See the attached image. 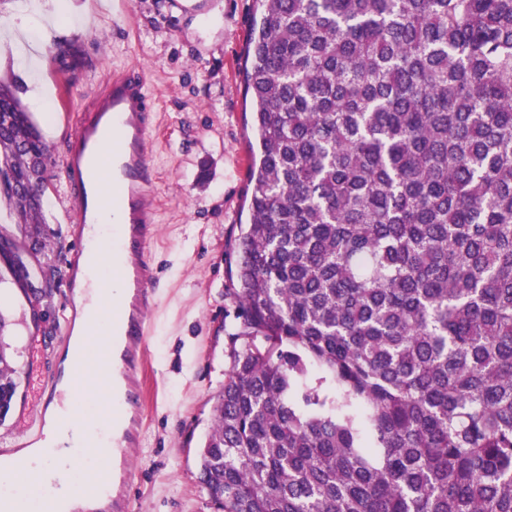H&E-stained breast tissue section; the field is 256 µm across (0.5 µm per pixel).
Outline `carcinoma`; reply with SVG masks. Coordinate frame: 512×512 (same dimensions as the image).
Returning a JSON list of instances; mask_svg holds the SVG:
<instances>
[{"label": "carcinoma", "mask_w": 512, "mask_h": 512, "mask_svg": "<svg viewBox=\"0 0 512 512\" xmlns=\"http://www.w3.org/2000/svg\"><path fill=\"white\" fill-rule=\"evenodd\" d=\"M256 2L241 323L200 484L220 512H512V0ZM50 159L0 81L21 289L53 250Z\"/></svg>", "instance_id": "cac0c4a2"}]
</instances>
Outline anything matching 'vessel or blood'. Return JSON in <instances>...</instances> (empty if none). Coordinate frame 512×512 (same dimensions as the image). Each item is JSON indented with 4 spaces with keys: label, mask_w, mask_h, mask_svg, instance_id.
<instances>
[{
    "label": "vessel or blood",
    "mask_w": 512,
    "mask_h": 512,
    "mask_svg": "<svg viewBox=\"0 0 512 512\" xmlns=\"http://www.w3.org/2000/svg\"><path fill=\"white\" fill-rule=\"evenodd\" d=\"M151 125L150 97L142 74L136 70L112 74L73 119V134L63 161L68 201L63 213L76 244L65 283L72 289L80 287L81 262L92 249L85 229L101 223L109 213L115 224L103 238L112 251V264L96 277V290L102 294L120 282L127 293L119 309L100 313L97 324L88 325L85 331L86 350L81 358L97 365L102 381L99 392L86 396L82 370L74 368L69 378L71 409L62 419L66 426H90L84 443L73 449L68 459L69 469L77 476L74 494L97 493V485L83 482L82 476L96 467L106 469L115 489L113 512L133 509L131 500L122 498L120 490L129 474L130 452L140 437L147 317L155 304L154 268L147 250L157 233L148 194L154 173L146 161ZM107 140L112 143L108 156L101 152ZM107 182L112 184L113 193L104 191ZM107 332L121 344L123 385L115 392L107 386L111 361L101 349V336Z\"/></svg>",
    "instance_id": "1"
}]
</instances>
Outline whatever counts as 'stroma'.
<instances>
[{
  "label": "stroma",
  "instance_id": "obj_1",
  "mask_svg": "<svg viewBox=\"0 0 512 512\" xmlns=\"http://www.w3.org/2000/svg\"><path fill=\"white\" fill-rule=\"evenodd\" d=\"M51 0L56 25L32 49L39 68L0 52V78L26 99L41 81L50 107L33 111L53 148L44 218L59 247L29 258L32 276L55 266L49 295L28 297L0 288V310L15 320L22 383L12 413L0 423V455L30 447L41 436L52 399L44 374L67 339L59 315L71 307L64 274L73 248L62 219V166L69 120L112 71L144 76L157 123L147 161L155 171L149 195L157 235L149 251L156 270L150 314L145 425L130 460L134 512H216L198 480V451L211 424L214 396L224 386L227 338L237 332V307L227 255L248 219L245 196L251 153L243 60L255 0Z\"/></svg>",
  "mask_w": 512,
  "mask_h": 512
}]
</instances>
